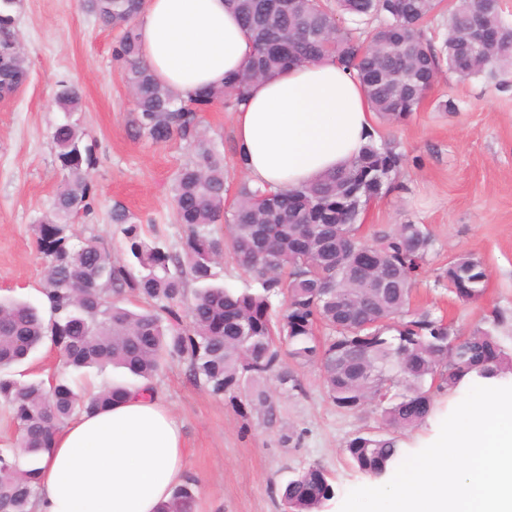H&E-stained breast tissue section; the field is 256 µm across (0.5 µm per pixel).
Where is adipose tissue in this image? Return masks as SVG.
I'll return each instance as SVG.
<instances>
[{"label": "adipose tissue", "mask_w": 512, "mask_h": 512, "mask_svg": "<svg viewBox=\"0 0 512 512\" xmlns=\"http://www.w3.org/2000/svg\"><path fill=\"white\" fill-rule=\"evenodd\" d=\"M138 33L157 80L185 98L223 86L255 53L228 0H146ZM234 124L240 168L272 191L346 167L377 135L360 82L329 58L255 82ZM39 468L32 512H158L188 478L179 425L140 387L61 425Z\"/></svg>", "instance_id": "ef3b65f1"}]
</instances>
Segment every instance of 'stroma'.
Listing matches in <instances>:
<instances>
[{"label":"stroma","mask_w":512,"mask_h":512,"mask_svg":"<svg viewBox=\"0 0 512 512\" xmlns=\"http://www.w3.org/2000/svg\"><path fill=\"white\" fill-rule=\"evenodd\" d=\"M28 77L11 99L0 101V298L39 303L44 275L37 226L49 211L63 172L52 132L71 120L92 147L88 169L92 211L75 218L77 238H97L123 257V236L110 220L121 203L142 226H154L172 249L184 228L172 208L176 175L192 150L173 139L153 143L135 135L133 99L112 61L116 33L82 0H19L16 11ZM79 88L77 112L64 114L55 97L61 85ZM452 101L453 111L440 109ZM203 128L224 155L225 199L234 201L243 175L234 152L233 112L216 103ZM378 138L405 156L397 187L368 209L364 239L397 224H424L432 233L428 261L417 278L410 309H429L466 332L505 312L498 335L512 353V73L500 83L442 74L416 112L400 125L377 122ZM480 260L488 272L483 301L464 303L439 277L456 254ZM301 391L275 394L276 419L266 423L245 395H212L189 375L184 361H168L152 379L181 427L188 467L200 483L196 512H287L280 488L315 465L333 480L323 512H340L347 493L366 475L343 453L353 433L378 426L379 413L338 408L327 397L316 367L299 368Z\"/></svg>","instance_id":"obj_1"}]
</instances>
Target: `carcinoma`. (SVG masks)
I'll return each mask as SVG.
<instances>
[{"label": "carcinoma", "instance_id": "carcinoma-1", "mask_svg": "<svg viewBox=\"0 0 512 512\" xmlns=\"http://www.w3.org/2000/svg\"><path fill=\"white\" fill-rule=\"evenodd\" d=\"M17 2L0 0V97L14 94L27 79ZM230 2L255 54L243 75L221 88H201L185 101L156 82L141 55L136 19L143 0H83L117 32L112 58L133 98L135 133L155 144L179 138L192 147L173 195L185 238L179 251L157 236L147 239L130 212L116 204L111 221L121 226L126 258L112 257L95 238L72 243L70 220L91 208L84 168L91 146L75 158L82 134L70 122L57 125L52 138L64 177L51 212L38 224L56 232L51 242L39 239L45 303L38 308L0 299V400L23 431L12 447L0 448V512H31L40 456L51 449L61 423L77 411L108 408L127 393L119 384L85 394L66 378H14L11 369L47 341L59 346L76 371L112 366L146 381L168 361L183 359L190 376L212 394L244 392L269 424L275 403L266 383L274 379L286 392L301 390L296 371L273 345L286 343L295 365L319 369L337 407L360 411L372 405L379 411L377 429L358 431L344 443L351 465L373 478L397 464L401 437L427 421L437 396L512 372V355L497 335L507 321L502 312L467 333L430 310L409 313L411 289L432 247L425 225L398 224L370 242L360 236L369 206L396 188L403 154L395 145L371 141L350 167L285 191L242 181L228 208L224 158L203 132L201 116L214 103L238 108L259 77L331 56L356 72L380 120L401 123L442 70L465 81L495 79L512 67V26L502 19L499 0H465L448 12L439 47L423 29L439 0ZM57 101L71 110L80 95L65 85ZM216 224L225 225L224 237L214 236ZM226 250L256 287L213 284L214 267ZM379 278L387 291L372 288ZM440 279L462 302L485 297L486 269L469 254L452 257ZM190 282L198 288L187 304ZM127 294L146 307L122 306ZM319 327L327 331L322 340L315 336ZM451 337L459 339L453 349ZM196 488L193 478L179 486L160 512H195ZM280 493L289 512H321L334 486L323 469L310 466Z\"/></svg>", "mask_w": 512, "mask_h": 512}]
</instances>
